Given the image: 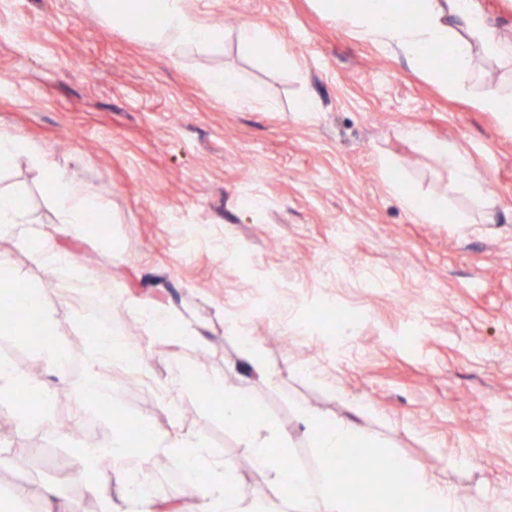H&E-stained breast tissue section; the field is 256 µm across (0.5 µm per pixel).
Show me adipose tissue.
<instances>
[{"mask_svg":"<svg viewBox=\"0 0 512 512\" xmlns=\"http://www.w3.org/2000/svg\"><path fill=\"white\" fill-rule=\"evenodd\" d=\"M98 11L113 22L122 23L136 16L159 17L163 28L173 31L182 43L209 45L223 41L222 30L190 18L182 0H94ZM325 13L337 22L348 24L351 33L375 39L388 48H399L408 62L422 66L427 54L438 45L448 50L447 70L436 71V78L453 76L454 89H462L472 64V40L481 38L487 51L512 58V47H503L482 34V23L473 0H353L342 6L340 0H320ZM414 23H407V16ZM47 194L57 203L62 218L53 232L30 231L21 235L20 246L46 272H53L63 257L53 245L54 235H93L108 209L102 198L71 181L62 169L49 166L44 174ZM23 299L28 303L26 323L17 325L22 336H39L44 360L64 370L67 359L61 342L67 328L57 316L56 293L47 286L36 287L8 264L0 262V300ZM141 439L150 451L164 450L179 460L185 471L198 468L205 450L196 440L182 435L155 436L142 428ZM130 433L122 425L93 446H76L74 459L80 472L91 479V488L104 504L105 512H235L224 490L237 480L232 467L220 463L212 468L213 478L201 492L199 503L179 506L158 504L138 498L130 487Z\"/></svg>","mask_w":512,"mask_h":512,"instance_id":"adipose-tissue-1","label":"adipose tissue"}]
</instances>
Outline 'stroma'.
<instances>
[{
  "label": "stroma",
  "instance_id": "obj_1",
  "mask_svg": "<svg viewBox=\"0 0 512 512\" xmlns=\"http://www.w3.org/2000/svg\"><path fill=\"white\" fill-rule=\"evenodd\" d=\"M183 7L223 41H146L144 23L112 24L92 0H0V130L44 152L0 170V190L17 193L39 226L60 218L44 165L109 202L107 244L57 239L69 260L49 276L20 248V229L0 232V261L52 288L61 321H81L63 339L60 372L27 337L0 328V357L51 395L26 430L0 411L12 426L0 441V490L25 487L19 512H43L51 491L95 512L99 497L67 476L73 447L102 439L118 418L160 436L180 428L206 450L203 481L210 463L224 462L243 512H280L252 449L182 393L177 377L190 367L248 388L307 473L318 464L299 408L329 421L353 414L408 465L446 480L463 512H487L512 495V128L471 101L512 93V60L474 47L471 77L455 93L402 52L351 35L318 0ZM246 24L282 55L241 43ZM224 69L255 102L208 85ZM408 127L465 155L494 212L447 160L403 138ZM393 177L447 206L450 223L406 210ZM247 192L257 205L243 202ZM198 224L208 236L195 237ZM137 297L177 309L203 329L202 342L150 335ZM94 313L129 337L139 372L91 365L83 322ZM249 343L276 368L273 380L242 371ZM92 368L112 382L111 415L77 391ZM139 468L155 500L198 502L175 457L152 453Z\"/></svg>",
  "mask_w": 512,
  "mask_h": 512
}]
</instances>
